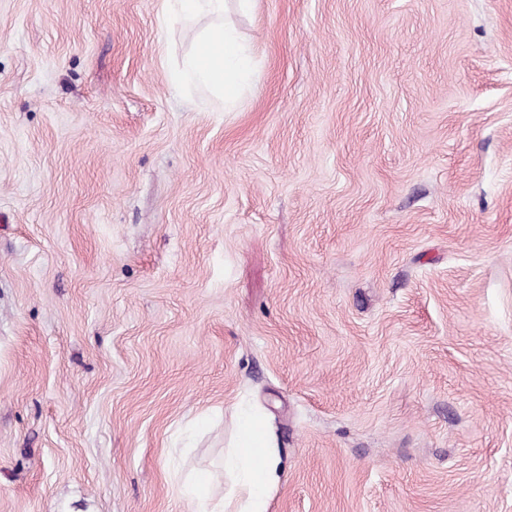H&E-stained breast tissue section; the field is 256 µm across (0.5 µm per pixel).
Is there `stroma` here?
Returning a JSON list of instances; mask_svg holds the SVG:
<instances>
[{"label": "stroma", "mask_w": 512, "mask_h": 512, "mask_svg": "<svg viewBox=\"0 0 512 512\" xmlns=\"http://www.w3.org/2000/svg\"><path fill=\"white\" fill-rule=\"evenodd\" d=\"M0 0V512H512V0ZM169 9L184 19L199 15L212 17L216 22L196 33V51L184 57L174 75L183 85L208 88L224 105L234 103L242 88L248 85L256 60L242 41L237 30L223 22L226 0H165ZM210 51L208 59L203 51ZM234 448L224 460L235 484L246 492L242 501L233 504V512H266L265 497L276 472V462L268 453L269 438L262 418L252 410L238 416ZM210 477L206 473H199L191 483L185 486V493L195 512H226L227 507H232V499L223 498L218 502L209 492ZM227 499V500H226Z\"/></svg>", "instance_id": "1"}]
</instances>
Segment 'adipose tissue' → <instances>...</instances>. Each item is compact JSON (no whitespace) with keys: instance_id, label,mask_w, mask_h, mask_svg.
Masks as SVG:
<instances>
[{"instance_id":"ef3b65f1","label":"adipose tissue","mask_w":512,"mask_h":512,"mask_svg":"<svg viewBox=\"0 0 512 512\" xmlns=\"http://www.w3.org/2000/svg\"><path fill=\"white\" fill-rule=\"evenodd\" d=\"M168 7L187 20L200 15L213 19L210 27L197 32L198 49L184 57L176 81L204 86L224 103L235 102L247 86L256 60L237 30L224 22L225 0H168ZM268 446L262 418L254 411H241L237 438L224 468L233 474L246 496L234 504L226 499L214 500L209 492L210 477L201 473L185 487L194 512H266V492L276 472Z\"/></svg>"}]
</instances>
